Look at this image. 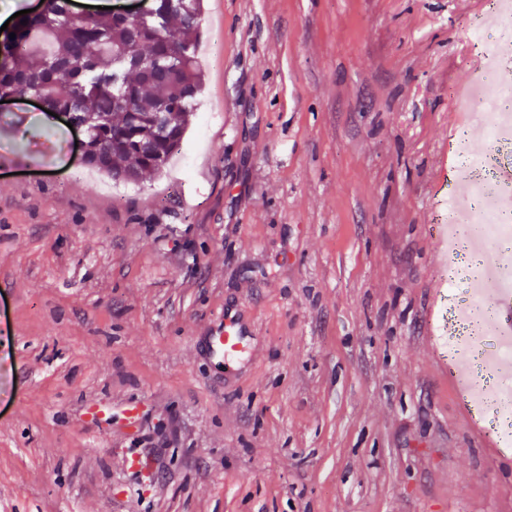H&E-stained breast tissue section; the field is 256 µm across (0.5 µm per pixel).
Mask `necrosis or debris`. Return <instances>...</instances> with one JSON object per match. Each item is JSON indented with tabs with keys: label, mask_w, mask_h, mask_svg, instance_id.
<instances>
[{
	"label": "necrosis or debris",
	"mask_w": 512,
	"mask_h": 512,
	"mask_svg": "<svg viewBox=\"0 0 512 512\" xmlns=\"http://www.w3.org/2000/svg\"><path fill=\"white\" fill-rule=\"evenodd\" d=\"M512 36V0H493L489 15L472 24L473 43L488 63L466 102L473 110L474 125L457 133L456 162L471 186L466 212L448 205V271L452 296L451 314L460 330L451 337L454 357L475 366L463 386L466 402H478L492 418L512 414V326L498 322L496 301H481L467 283L491 280L497 299H512V216L489 207L488 198L511 193L487 163L472 156L465 144L474 128H481L491 143H499L504 131L512 132V87L498 83L501 62L494 48Z\"/></svg>",
	"instance_id": "4bbe7bcc"
}]
</instances>
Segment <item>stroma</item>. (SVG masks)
<instances>
[{"mask_svg": "<svg viewBox=\"0 0 512 512\" xmlns=\"http://www.w3.org/2000/svg\"><path fill=\"white\" fill-rule=\"evenodd\" d=\"M478 15L205 0L196 115L139 184L0 106V512H512V449L440 370ZM228 312L255 343L229 368Z\"/></svg>", "mask_w": 512, "mask_h": 512, "instance_id": "obj_1", "label": "stroma"}]
</instances>
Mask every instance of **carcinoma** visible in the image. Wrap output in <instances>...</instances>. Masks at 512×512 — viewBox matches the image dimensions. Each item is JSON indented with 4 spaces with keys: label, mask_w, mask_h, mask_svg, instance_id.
<instances>
[{
    "label": "carcinoma",
    "mask_w": 512,
    "mask_h": 512,
    "mask_svg": "<svg viewBox=\"0 0 512 512\" xmlns=\"http://www.w3.org/2000/svg\"><path fill=\"white\" fill-rule=\"evenodd\" d=\"M202 0H155L138 19H74L44 0L0 40V97L38 91L45 109L86 125L83 162L115 182L159 175L181 146L202 91L197 32ZM28 20L25 25L22 20ZM176 30H170L171 22Z\"/></svg>",
    "instance_id": "cac0c4a2"
}]
</instances>
